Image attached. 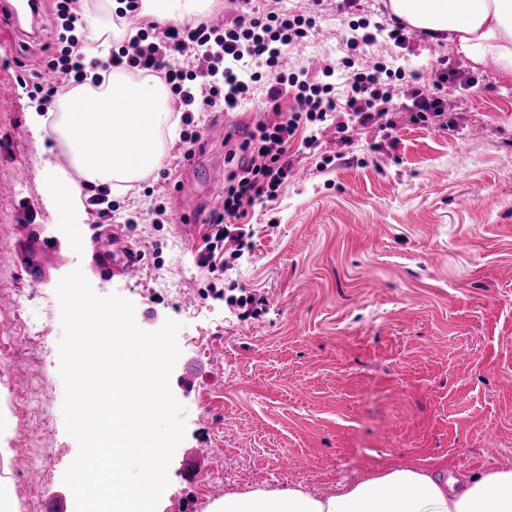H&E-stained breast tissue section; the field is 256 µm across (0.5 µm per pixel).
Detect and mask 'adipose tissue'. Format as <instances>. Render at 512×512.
<instances>
[{"mask_svg":"<svg viewBox=\"0 0 512 512\" xmlns=\"http://www.w3.org/2000/svg\"><path fill=\"white\" fill-rule=\"evenodd\" d=\"M202 0H141V13L159 23H198ZM394 18L439 36H456L459 54L512 76V0H389ZM59 113L42 117L36 134L61 142L71 171H58L48 190L60 220H68L88 186L120 189L159 167L163 136L175 128L164 83L115 74L106 86L81 85L58 97ZM99 148L88 154L85 139ZM211 512H512V469L455 477L444 458L382 471L335 494L287 487L225 494Z\"/></svg>","mask_w":512,"mask_h":512,"instance_id":"ef3b65f1","label":"adipose tissue"}]
</instances>
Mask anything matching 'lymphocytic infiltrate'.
Instances as JSON below:
<instances>
[{"instance_id": "obj_1", "label": "lymphocytic infiltrate", "mask_w": 512, "mask_h": 512, "mask_svg": "<svg viewBox=\"0 0 512 512\" xmlns=\"http://www.w3.org/2000/svg\"><path fill=\"white\" fill-rule=\"evenodd\" d=\"M231 2L237 14L230 25L217 29L206 22L161 28L152 24L94 63L106 73L158 74L181 112H229L252 100L255 85H262L263 106L278 110L280 116L273 122H258L245 142L250 158L224 187V212L216 218V237H223L226 224L245 218L247 207L277 197L288 177V149L295 140L308 147L315 145L313 128L332 117L341 133L353 121L363 126L378 123L393 100L387 80L411 79L406 97L414 122L442 116V101L436 91L453 74L447 62H440L432 84L426 86L420 73L394 70L380 60L370 65L363 60L366 47L379 36H386L398 48L415 37V30L406 23L397 20L387 28L358 22L357 33L346 40L348 54L339 65L323 61L313 69L290 71L284 67L286 52L309 37L316 27L315 17L285 7L263 10L256 0ZM55 11L61 21L56 29L59 54L25 76L50 104L60 83L76 85L86 78L82 41L77 34L83 26L77 0H56ZM185 56L193 59L192 67L182 66ZM338 77L346 87L341 96L334 83ZM288 98L294 100V108L280 112L281 101Z\"/></svg>"}]
</instances>
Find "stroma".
<instances>
[{
	"label": "stroma",
	"mask_w": 512,
	"mask_h": 512,
	"mask_svg": "<svg viewBox=\"0 0 512 512\" xmlns=\"http://www.w3.org/2000/svg\"><path fill=\"white\" fill-rule=\"evenodd\" d=\"M317 11V30L288 50L293 66L339 57L348 26L336 0H294ZM41 39L0 49V425L8 456L0 484L13 512H43L39 490L66 492L78 455L65 428L59 372L63 335L59 279L82 270L93 291L130 300L147 332L180 323L170 386L184 406L186 435L156 512H208L230 492L304 485L322 494L434 455L456 471L512 469V79L476 68L452 44L425 36L374 54L404 71L445 60L468 82L445 98L446 122L415 123L395 93L391 138L338 133L325 125L317 147L290 149L293 171L275 200L249 208L250 245L220 242L226 269L198 265L224 187L209 169L236 171L242 142L262 120L257 105L193 113L202 137L184 160L179 135L166 136L158 168L111 192L112 218L87 208L59 223L45 193L62 164L52 139L34 132L47 109L20 81L22 67L57 49L53 0H42ZM229 122L220 141L211 125ZM31 169L17 180L15 169ZM200 212L195 240L176 230ZM120 227L140 274L112 272V229ZM48 269L29 280L30 236ZM263 302L257 318L237 304ZM197 359L205 375L187 380ZM41 393L34 412L15 380ZM26 445L30 455L17 454ZM210 451L208 485L184 476L189 449Z\"/></svg>",
	"instance_id": "1"
}]
</instances>
